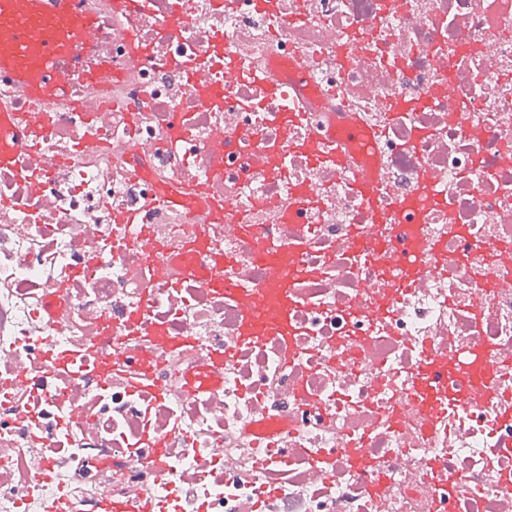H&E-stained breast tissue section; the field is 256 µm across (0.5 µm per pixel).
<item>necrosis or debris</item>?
<instances>
[{"instance_id":"4bbe7bcc","label":"necrosis or debris","mask_w":512,"mask_h":512,"mask_svg":"<svg viewBox=\"0 0 512 512\" xmlns=\"http://www.w3.org/2000/svg\"><path fill=\"white\" fill-rule=\"evenodd\" d=\"M173 1L79 0L97 27L67 102L0 170V512L58 496L65 512H512L497 416L512 397V0L390 15L385 0H177L161 30ZM296 99L303 117L284 125ZM330 139L349 171L312 164ZM354 170L379 174L390 206L434 176L436 199L407 219L447 274L401 284L395 229ZM294 187L315 199L296 220L262 207ZM219 204L250 235L215 221ZM130 210L139 224L121 223ZM357 224L371 234L354 250ZM301 237L294 259L316 274L294 285L289 347L242 341L237 306L181 273L202 239L258 287L272 272L255 240ZM479 347L491 394L441 395L428 425L415 373Z\"/></svg>"}]
</instances>
